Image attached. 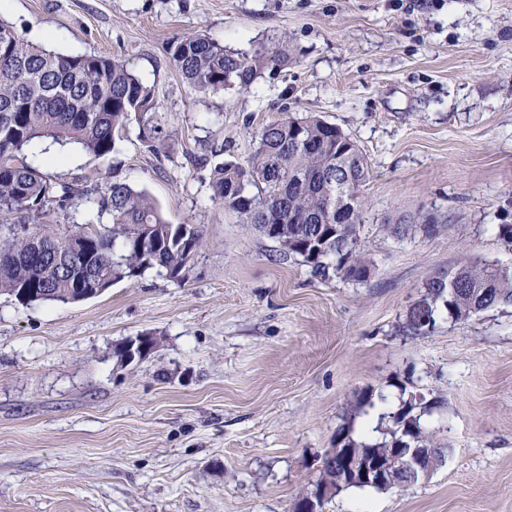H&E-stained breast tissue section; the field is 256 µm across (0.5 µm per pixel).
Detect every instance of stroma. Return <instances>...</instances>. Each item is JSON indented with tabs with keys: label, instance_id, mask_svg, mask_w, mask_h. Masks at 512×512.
Wrapping results in <instances>:
<instances>
[{
	"label": "stroma",
	"instance_id": "obj_1",
	"mask_svg": "<svg viewBox=\"0 0 512 512\" xmlns=\"http://www.w3.org/2000/svg\"><path fill=\"white\" fill-rule=\"evenodd\" d=\"M28 41L125 62L158 103L157 153L130 127L110 159L29 151L63 181L113 165L173 224L202 225L177 281L151 270L79 303L0 296V512H294L366 389L437 399L446 459L407 489H350L322 512H512V306L397 335L424 284L512 268V0H0ZM287 33L295 57L244 91L200 93L169 48ZM319 115L368 159V282L314 277L213 200L215 150L246 163L269 121ZM438 218L396 240L384 223ZM158 345L118 365L116 346Z\"/></svg>",
	"mask_w": 512,
	"mask_h": 512
}]
</instances>
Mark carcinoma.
I'll use <instances>...</instances> for the list:
<instances>
[{
    "mask_svg": "<svg viewBox=\"0 0 512 512\" xmlns=\"http://www.w3.org/2000/svg\"><path fill=\"white\" fill-rule=\"evenodd\" d=\"M287 36L255 42L232 51L195 33L171 45L178 74L198 91L245 90L266 69L288 64ZM157 102L151 87L116 58L68 55L36 45L0 22V294L31 304L49 294L53 302L78 301L80 288H109L156 269L173 279L185 277L201 246L199 224H172L155 202L132 187L112 166V180L89 176L72 182L51 177L28 161L37 141L74 145L89 160L103 161L116 149L131 122L138 137L155 151ZM350 173L346 205H336L338 188L326 186L336 161ZM368 162L362 150L338 126L311 113L265 124L255 135L246 165L217 162L210 171L212 198L241 224L264 231L280 224L286 256H299L311 272L364 283L373 261L361 248ZM402 240L410 233L433 237L432 218L385 224ZM78 251L50 263L44 250L57 246ZM512 306V269L466 263L424 286L406 312L398 332L412 338L433 333L441 318L453 322L494 308ZM438 401L412 398L391 418L402 438H412L445 454L420 424V415Z\"/></svg>",
    "mask_w": 512,
    "mask_h": 512,
    "instance_id": "cac0c4a2",
    "label": "carcinoma"
}]
</instances>
